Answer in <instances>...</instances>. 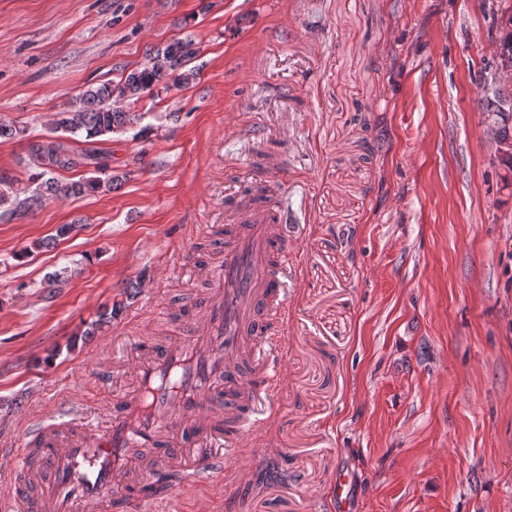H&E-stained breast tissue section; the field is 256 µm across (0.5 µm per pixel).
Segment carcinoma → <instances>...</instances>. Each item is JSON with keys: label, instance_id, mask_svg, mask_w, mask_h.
I'll return each instance as SVG.
<instances>
[{"label": "carcinoma", "instance_id": "1", "mask_svg": "<svg viewBox=\"0 0 512 512\" xmlns=\"http://www.w3.org/2000/svg\"><path fill=\"white\" fill-rule=\"evenodd\" d=\"M197 53L193 38H177L153 49L142 66L124 74L118 83L89 86L78 101L56 114L53 128V132H62L72 139L83 137L85 148L72 150L60 144L57 151L46 153L38 144H30V163L37 169L31 180L36 188L22 200L0 191V208H5V213L11 216H23L49 198L64 199L116 188L123 177L112 170L111 156L99 151L93 143L102 136L123 133L146 118V113L131 112L117 102L135 104L142 97L154 94L158 88L167 89L170 78L177 85L190 84L196 80L197 72L186 69V66ZM86 167L93 168L99 176L66 183L53 177L58 170Z\"/></svg>", "mask_w": 512, "mask_h": 512}]
</instances>
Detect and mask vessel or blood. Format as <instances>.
Wrapping results in <instances>:
<instances>
[{"label": "vessel or blood", "mask_w": 512, "mask_h": 512, "mask_svg": "<svg viewBox=\"0 0 512 512\" xmlns=\"http://www.w3.org/2000/svg\"><path fill=\"white\" fill-rule=\"evenodd\" d=\"M224 250L195 261L211 284L189 338L141 352L132 389L112 398L106 423L74 405L28 422L8 481L33 512H78L108 501L113 512H162L190 483L243 478L229 456L249 457L245 439L272 424V397L285 376L269 356L288 333V213L276 189L228 198ZM352 478L336 477L337 512H350Z\"/></svg>", "instance_id": "1"}]
</instances>
